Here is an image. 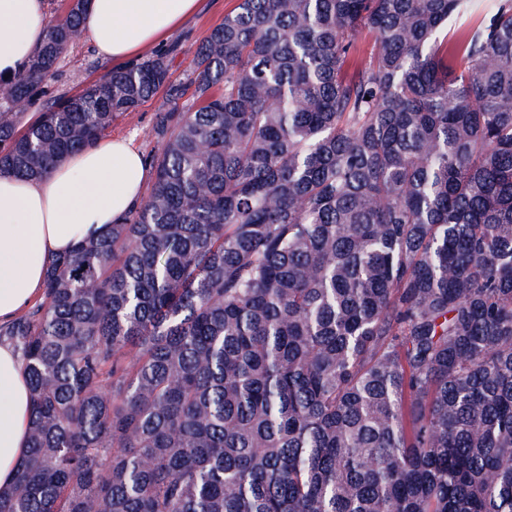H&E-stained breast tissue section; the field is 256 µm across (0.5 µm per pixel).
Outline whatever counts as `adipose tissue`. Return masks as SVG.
<instances>
[{
    "mask_svg": "<svg viewBox=\"0 0 512 512\" xmlns=\"http://www.w3.org/2000/svg\"><path fill=\"white\" fill-rule=\"evenodd\" d=\"M200 0H88L81 32L104 59L124 63L165 43ZM50 25L45 0H0V80L22 73ZM148 180L140 150L126 138H101L64 158L40 180L0 173V322L43 289L49 255L98 236L138 202ZM33 401L18 355L0 345V488L22 457Z\"/></svg>",
    "mask_w": 512,
    "mask_h": 512,
    "instance_id": "obj_1",
    "label": "adipose tissue"
}]
</instances>
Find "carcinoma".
Segmentation results:
<instances>
[{"instance_id": "obj_1", "label": "carcinoma", "mask_w": 512, "mask_h": 512, "mask_svg": "<svg viewBox=\"0 0 512 512\" xmlns=\"http://www.w3.org/2000/svg\"><path fill=\"white\" fill-rule=\"evenodd\" d=\"M84 6L0 80V172L170 106L147 196L0 324V512H512V0H239L185 83L156 53L18 129ZM33 401L18 355L8 344L0 345V488L15 475L28 436Z\"/></svg>"}]
</instances>
